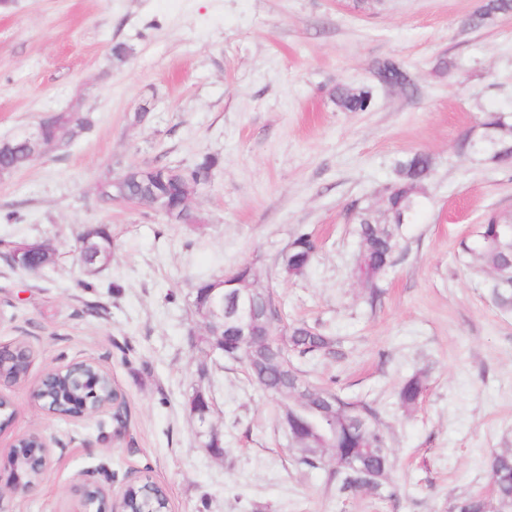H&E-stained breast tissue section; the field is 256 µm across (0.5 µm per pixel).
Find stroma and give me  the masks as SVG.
I'll return each mask as SVG.
<instances>
[{
  "mask_svg": "<svg viewBox=\"0 0 512 512\" xmlns=\"http://www.w3.org/2000/svg\"><path fill=\"white\" fill-rule=\"evenodd\" d=\"M484 0H12L0 8V139L44 113L80 108L92 126L0 178V347L25 342V384H0L14 421L0 447L30 431L52 467L0 512H72L76 478L107 463L113 490L147 474L171 512H447L491 497L492 453L512 448V310L462 251L482 214L512 209V166L460 154L485 110L512 113V15L471 28ZM124 44L123 60L112 57ZM414 78L378 84L377 60ZM452 63L445 71L443 63ZM372 87L365 112L337 109V85ZM148 105L150 118L131 117ZM431 155L425 207L406 225L395 266L370 298L353 275V206L378 199L410 153ZM219 163L192 218L98 199L130 166ZM107 225L112 260L93 276L75 246ZM317 252L286 278L298 229ZM55 252L37 272L10 268L21 242ZM254 264L285 322L334 339V355L301 360L308 378L374 408L389 437L391 499L337 496L329 470L299 465L278 402L243 364L205 351L191 303L199 282ZM89 279L86 288L80 279ZM92 360L123 392L120 418L52 417L28 388L51 367ZM425 372L411 410L400 385ZM203 390L224 443L211 454L187 401Z\"/></svg>",
  "mask_w": 512,
  "mask_h": 512,
  "instance_id": "obj_1",
  "label": "stroma"
}]
</instances>
